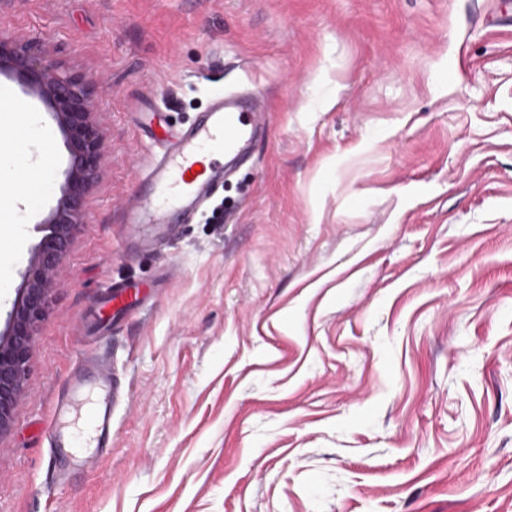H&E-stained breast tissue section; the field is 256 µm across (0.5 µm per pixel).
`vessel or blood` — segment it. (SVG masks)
<instances>
[{
    "mask_svg": "<svg viewBox=\"0 0 512 512\" xmlns=\"http://www.w3.org/2000/svg\"><path fill=\"white\" fill-rule=\"evenodd\" d=\"M257 112L251 101L217 94L207 112L189 127L166 131L163 151L144 180L151 190L127 214L131 224H153L169 229L174 218L194 215L223 184L226 160H242L257 135ZM100 376L96 400V432L112 430V369L103 361L92 363ZM69 393L57 401L56 420L49 430L50 445L61 448L70 427L81 416L78 398L86 386L81 372L68 381Z\"/></svg>",
    "mask_w": 512,
    "mask_h": 512,
    "instance_id": "1",
    "label": "vessel or blood"
}]
</instances>
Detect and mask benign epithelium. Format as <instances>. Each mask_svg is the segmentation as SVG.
<instances>
[{"instance_id": "benign-epithelium-1", "label": "benign epithelium", "mask_w": 512, "mask_h": 512, "mask_svg": "<svg viewBox=\"0 0 512 512\" xmlns=\"http://www.w3.org/2000/svg\"><path fill=\"white\" fill-rule=\"evenodd\" d=\"M0 73L13 77L40 99L62 129L70 152L67 189L47 219L50 233L41 241L25 270L21 304L11 313L8 332L0 336V432L11 422L21 395L36 324L49 302L50 287L62 272V260L74 225L84 217V199L101 163L105 138L94 120L93 84L71 74L44 50L8 31H0Z\"/></svg>"}]
</instances>
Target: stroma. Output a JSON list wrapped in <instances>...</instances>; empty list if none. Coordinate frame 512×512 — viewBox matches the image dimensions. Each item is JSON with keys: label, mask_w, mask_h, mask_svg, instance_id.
<instances>
[{"label": "stroma", "mask_w": 512, "mask_h": 512, "mask_svg": "<svg viewBox=\"0 0 512 512\" xmlns=\"http://www.w3.org/2000/svg\"><path fill=\"white\" fill-rule=\"evenodd\" d=\"M106 134L0 434V512H512V0H0ZM269 117L150 249L125 216L215 94ZM25 221L0 331L67 186ZM139 301L103 331L109 288ZM112 445L53 461L75 362ZM88 366L95 368L100 376L98 398L95 402L96 432L103 437L112 431V369L101 360H89L81 364L70 377L67 387L71 395H63L57 401L56 420L49 430L50 448H65V436L81 416L82 407H79L78 397L86 389L82 373Z\"/></svg>", "instance_id": "obj_1"}]
</instances>
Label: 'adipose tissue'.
Masks as SVG:
<instances>
[{
    "label": "adipose tissue",
    "instance_id": "ef3b65f1",
    "mask_svg": "<svg viewBox=\"0 0 512 512\" xmlns=\"http://www.w3.org/2000/svg\"><path fill=\"white\" fill-rule=\"evenodd\" d=\"M51 132L42 117L21 109L18 98L10 91L0 90V242L19 233L18 222L13 219L19 209H32L47 189L45 153ZM35 147L39 160L31 163V184L28 189L13 192L19 153Z\"/></svg>",
    "mask_w": 512,
    "mask_h": 512
}]
</instances>
